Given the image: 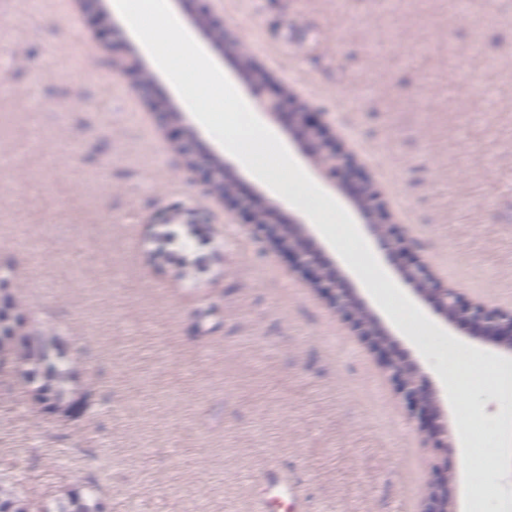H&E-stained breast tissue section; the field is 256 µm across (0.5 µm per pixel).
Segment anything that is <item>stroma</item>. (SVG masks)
<instances>
[{
    "instance_id": "stroma-1",
    "label": "stroma",
    "mask_w": 512,
    "mask_h": 512,
    "mask_svg": "<svg viewBox=\"0 0 512 512\" xmlns=\"http://www.w3.org/2000/svg\"><path fill=\"white\" fill-rule=\"evenodd\" d=\"M169 0L229 81L317 112L363 164L409 250L374 255L425 313L378 319L375 352L295 270L179 169L161 128L116 71L120 58L186 103L133 35L120 47L79 0H0V289L28 326L55 329L84 369L91 408L66 421L30 409L0 375V473L28 505L97 484L107 512H294L263 490L267 464L298 483L307 512H422L448 485L464 508L462 445L439 371L505 346L448 323L402 277L426 260L466 302L512 309V0ZM251 65L196 24L200 11ZM294 160L349 214L348 185L316 168L288 110L261 115ZM184 215L158 224V211ZM209 209L211 223L191 211ZM307 247L371 304L360 278L309 224ZM440 327L428 334L426 321ZM417 366L438 399L419 412L385 359Z\"/></svg>"
}]
</instances>
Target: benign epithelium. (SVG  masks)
Returning a JSON list of instances; mask_svg holds the SVG:
<instances>
[{"mask_svg":"<svg viewBox=\"0 0 512 512\" xmlns=\"http://www.w3.org/2000/svg\"><path fill=\"white\" fill-rule=\"evenodd\" d=\"M116 67L134 75L136 90L163 125L181 127V136L175 141V151L183 158L189 175L201 181L210 196L241 210L249 223L263 232L266 240L293 256L296 269L313 272L317 289L327 295L333 307L354 322L360 335L374 349L386 351L388 333L377 318L348 289L342 287L335 270L317 267L315 255L306 247L305 225L278 224L273 220L276 205L270 199L262 195H239L236 183L229 176L223 161L198 148L193 129L183 123L182 113L175 110L166 98L155 93L154 82L144 79L131 67L120 63ZM265 82V75L253 72V85L248 88V95L253 97L251 104L255 111L273 114L279 109V99L256 97V86ZM293 117L297 126L306 133L316 161L336 171L343 181L351 185L354 202L372 228L377 245L390 254L401 253L405 249L404 242L392 233L384 205L374 193L360 165L336 149L327 131L305 106H296ZM405 279L413 284L419 294L430 299L448 321L467 324L475 333L512 349V312L490 309L481 302L464 303L455 290L438 285L427 264L422 261H414L405 267ZM386 365L399 379L402 393L408 401L423 409L434 404V400L423 395L417 385L416 367L392 359L387 360ZM449 498L448 486L431 487L424 512H448Z\"/></svg>","mask_w":512,"mask_h":512,"instance_id":"7a95c632","label":"benign epithelium"}]
</instances>
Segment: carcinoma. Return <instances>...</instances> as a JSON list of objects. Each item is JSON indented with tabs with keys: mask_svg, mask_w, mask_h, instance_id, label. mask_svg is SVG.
Listing matches in <instances>:
<instances>
[{
	"mask_svg": "<svg viewBox=\"0 0 512 512\" xmlns=\"http://www.w3.org/2000/svg\"><path fill=\"white\" fill-rule=\"evenodd\" d=\"M18 303L0 306V372L20 377L31 386V403L46 417H66L67 409L82 393V371L63 346L59 336L33 329L17 337L21 326ZM11 512H28L17 490V482L0 475V507ZM43 512H103L98 486L88 484L73 488L48 502Z\"/></svg>",
	"mask_w": 512,
	"mask_h": 512,
	"instance_id": "obj_1",
	"label": "carcinoma"
}]
</instances>
